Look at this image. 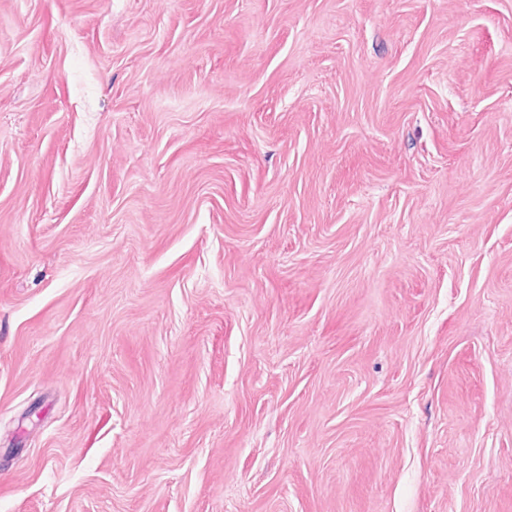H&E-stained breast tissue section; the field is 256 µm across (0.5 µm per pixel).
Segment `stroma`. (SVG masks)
Instances as JSON below:
<instances>
[{"label": "stroma", "instance_id": "35a3bbf8", "mask_svg": "<svg viewBox=\"0 0 512 512\" xmlns=\"http://www.w3.org/2000/svg\"><path fill=\"white\" fill-rule=\"evenodd\" d=\"M0 512H512V0H0Z\"/></svg>", "mask_w": 512, "mask_h": 512}]
</instances>
